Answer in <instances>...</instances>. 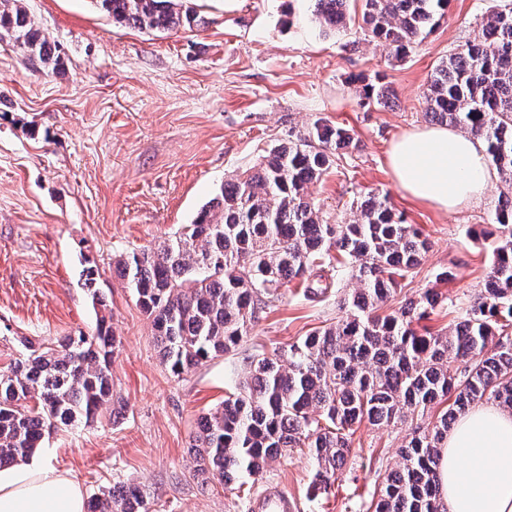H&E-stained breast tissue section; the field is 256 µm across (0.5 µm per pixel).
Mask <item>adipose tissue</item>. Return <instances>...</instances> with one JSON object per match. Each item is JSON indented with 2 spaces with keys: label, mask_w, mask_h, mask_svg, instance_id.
<instances>
[{
  "label": "adipose tissue",
  "mask_w": 512,
  "mask_h": 512,
  "mask_svg": "<svg viewBox=\"0 0 512 512\" xmlns=\"http://www.w3.org/2000/svg\"><path fill=\"white\" fill-rule=\"evenodd\" d=\"M387 160L402 190L447 211L483 197L494 176L482 142L447 126L398 136ZM438 476L446 512H512V409L483 404L452 424ZM0 512H85V496L33 460L0 470Z\"/></svg>",
  "instance_id": "adipose-tissue-1"
}]
</instances>
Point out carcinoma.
<instances>
[{
    "label": "carcinoma",
    "mask_w": 512,
    "mask_h": 512,
    "mask_svg": "<svg viewBox=\"0 0 512 512\" xmlns=\"http://www.w3.org/2000/svg\"><path fill=\"white\" fill-rule=\"evenodd\" d=\"M23 0L0 10V40L32 63L64 68L58 45L31 19ZM112 22L156 32L198 24L175 0H95ZM326 31L350 24V0H313ZM449 0H363L364 40L405 59L439 25ZM425 116L480 139L507 189L492 223L467 235L490 247L483 287L444 332H419L441 296L432 289L391 311L398 279L429 249L422 231L386 198L368 196L352 219L329 224L307 196L330 155L353 145L350 130L321 120L271 149L243 178L224 183L193 223L151 249L133 250L116 270L151 319L162 362L176 376L228 354L247 336L260 306L286 282L306 283L318 297L331 287L311 273L333 263L355 288L345 316L288 346L254 358L236 391L201 418L193 439L194 476L243 487L269 464L307 450L313 490H327L351 452L353 426L417 421L399 449V463L378 484L373 512H444L437 475L440 449L454 421L474 404L512 409V6L490 11L481 35L458 46L426 88ZM361 104L386 108L393 93L381 79L363 83ZM336 250L345 261L335 260ZM94 306H105L99 271L82 270ZM20 358L0 369V469L31 457L60 426L89 425L102 410L121 413L112 392L118 341L106 316L91 334L54 344L17 338ZM457 364L450 371L451 364ZM441 407L432 427L418 420ZM87 512H148L139 491L114 486L92 497Z\"/></svg>",
    "instance_id": "cac0c4a2"
}]
</instances>
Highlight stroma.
Here are the masks:
<instances>
[{"label":"stroma","mask_w":512,"mask_h":512,"mask_svg":"<svg viewBox=\"0 0 512 512\" xmlns=\"http://www.w3.org/2000/svg\"><path fill=\"white\" fill-rule=\"evenodd\" d=\"M180 3L202 25L146 31L113 24L94 0H24L61 48V74L36 70L0 41V367L18 357L16 337L49 343L92 331L97 310L81 285L83 262L91 260L121 341L112 385L124 413L54 432L37 452L43 463L88 496L134 486L149 512H247L271 481L298 497L300 512H367L410 423H361L346 463L319 495L299 451L272 462L247 491L194 479L190 462L201 417L242 377L246 358L273 355L335 322L339 298L353 287L346 273L325 269L334 285L314 299L297 282L282 285L236 351L175 376L115 262L173 237L225 181L323 119L352 128L359 146L310 184L311 201L333 224L368 192L387 196L431 244L395 299L436 288L442 299L422 324L447 329L488 270L466 229L490 223L504 184L494 180L479 201L445 212L397 186L387 151L400 133L426 125L424 91L434 68L474 38L500 0H450L440 24L400 62L363 41L357 24L322 33L311 0ZM378 72L397 100L367 111L356 78ZM448 267L454 278L436 282Z\"/></svg>","instance_id":"1"}]
</instances>
